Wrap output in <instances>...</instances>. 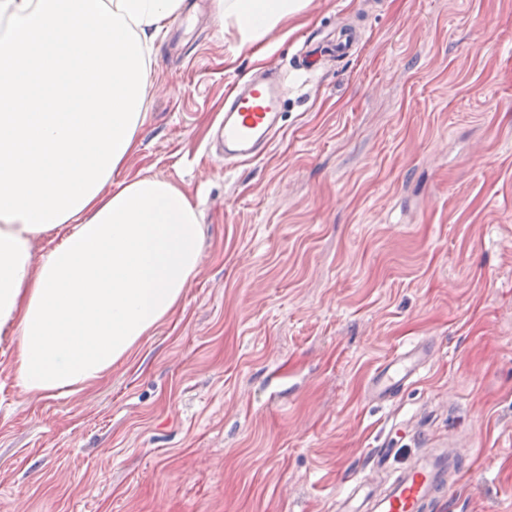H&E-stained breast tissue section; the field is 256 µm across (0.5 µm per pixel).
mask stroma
Masks as SVG:
<instances>
[{
  "instance_id": "1",
  "label": "stroma",
  "mask_w": 512,
  "mask_h": 512,
  "mask_svg": "<svg viewBox=\"0 0 512 512\" xmlns=\"http://www.w3.org/2000/svg\"><path fill=\"white\" fill-rule=\"evenodd\" d=\"M365 26L349 60L299 72L308 33ZM214 0H184L153 50L121 175L202 212L182 302L103 379L45 398L0 339V512H331L390 440L463 439L439 512H512V0H308L244 48ZM267 66L282 129L258 160L210 143L224 93ZM438 355L369 401L392 352Z\"/></svg>"
}]
</instances>
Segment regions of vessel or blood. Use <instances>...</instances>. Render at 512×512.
<instances>
[{
  "instance_id": "vessel-or-blood-1",
  "label": "vessel or blood",
  "mask_w": 512,
  "mask_h": 512,
  "mask_svg": "<svg viewBox=\"0 0 512 512\" xmlns=\"http://www.w3.org/2000/svg\"><path fill=\"white\" fill-rule=\"evenodd\" d=\"M282 85L259 71L237 84L224 97L220 138L225 164H239L261 156L279 131ZM434 354L432 342L421 340L396 351L371 374L367 395L383 405L413 384ZM401 467L388 466L391 451L378 447L366 467L350 473L334 499L336 512H436L452 494L466 467V453L455 446L427 447Z\"/></svg>"
}]
</instances>
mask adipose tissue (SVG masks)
I'll use <instances>...</instances> for the list:
<instances>
[{
    "instance_id": "ef3b65f1",
    "label": "adipose tissue",
    "mask_w": 512,
    "mask_h": 512,
    "mask_svg": "<svg viewBox=\"0 0 512 512\" xmlns=\"http://www.w3.org/2000/svg\"><path fill=\"white\" fill-rule=\"evenodd\" d=\"M253 44L305 0H216ZM183 0H0V333L23 391L100 380L182 300L200 213L112 177L137 147L151 47ZM46 247L34 257L32 244Z\"/></svg>"
}]
</instances>
